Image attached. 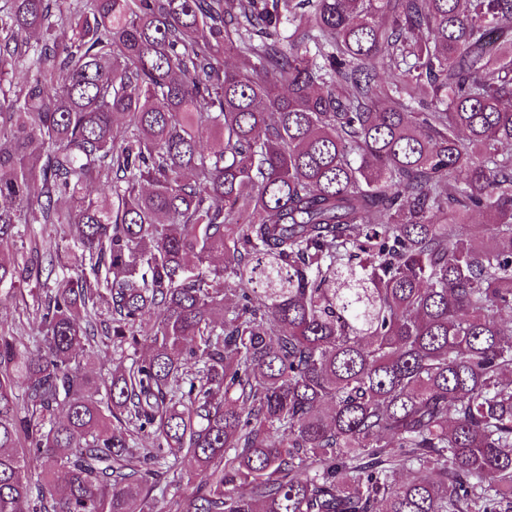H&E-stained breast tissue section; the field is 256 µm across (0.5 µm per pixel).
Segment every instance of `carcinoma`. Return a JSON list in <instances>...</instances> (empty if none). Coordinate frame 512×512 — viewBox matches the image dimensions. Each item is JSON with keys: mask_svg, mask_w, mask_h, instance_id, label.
I'll return each instance as SVG.
<instances>
[{"mask_svg": "<svg viewBox=\"0 0 512 512\" xmlns=\"http://www.w3.org/2000/svg\"><path fill=\"white\" fill-rule=\"evenodd\" d=\"M511 31L512 0H0V243L65 224L112 278L0 329V512H150L178 470L169 512H512ZM107 341L151 354L100 384Z\"/></svg>", "mask_w": 512, "mask_h": 512, "instance_id": "1", "label": "carcinoma"}]
</instances>
